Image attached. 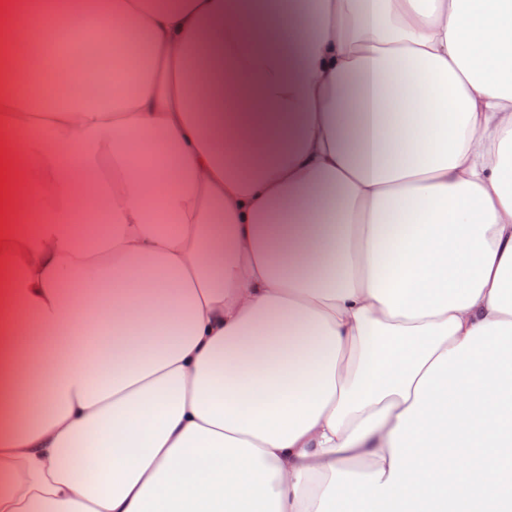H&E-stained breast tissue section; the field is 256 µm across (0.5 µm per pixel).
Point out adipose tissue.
Returning a JSON list of instances; mask_svg holds the SVG:
<instances>
[{
    "label": "adipose tissue",
    "instance_id": "ef3b65f1",
    "mask_svg": "<svg viewBox=\"0 0 512 512\" xmlns=\"http://www.w3.org/2000/svg\"><path fill=\"white\" fill-rule=\"evenodd\" d=\"M0 164V512H512V0H0Z\"/></svg>",
    "mask_w": 512,
    "mask_h": 512
}]
</instances>
